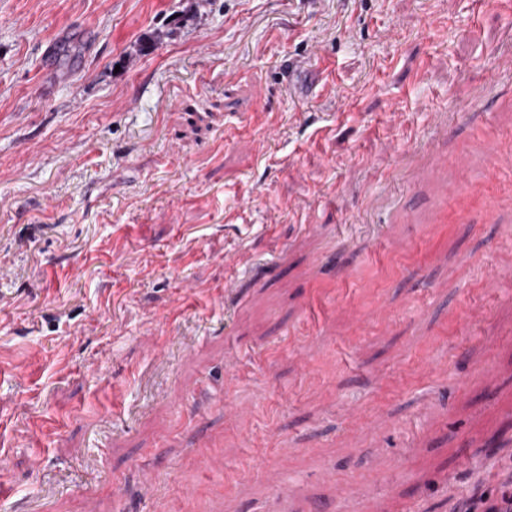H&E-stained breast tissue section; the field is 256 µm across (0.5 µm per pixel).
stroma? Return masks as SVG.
Returning a JSON list of instances; mask_svg holds the SVG:
<instances>
[{"instance_id": "35a3bbf8", "label": "stroma", "mask_w": 512, "mask_h": 512, "mask_svg": "<svg viewBox=\"0 0 512 512\" xmlns=\"http://www.w3.org/2000/svg\"><path fill=\"white\" fill-rule=\"evenodd\" d=\"M502 267L512 0H0V512H479Z\"/></svg>"}]
</instances>
